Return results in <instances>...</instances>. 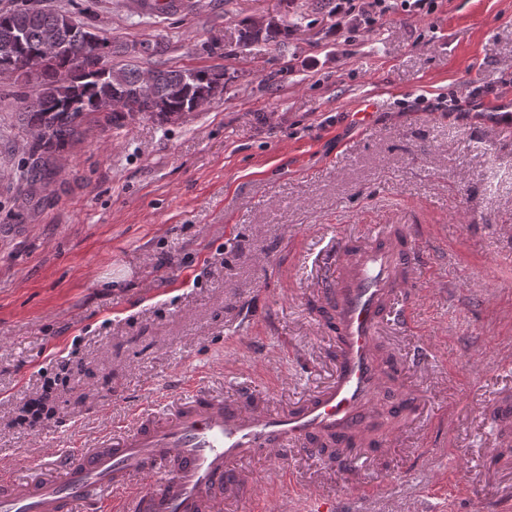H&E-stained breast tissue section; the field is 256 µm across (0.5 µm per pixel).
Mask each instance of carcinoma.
<instances>
[{
    "instance_id": "obj_1",
    "label": "carcinoma",
    "mask_w": 512,
    "mask_h": 512,
    "mask_svg": "<svg viewBox=\"0 0 512 512\" xmlns=\"http://www.w3.org/2000/svg\"><path fill=\"white\" fill-rule=\"evenodd\" d=\"M289 25L268 22L242 29L239 44L270 45L288 37ZM88 25L65 13L36 9L21 0L0 13V63L12 73L34 77L37 90L24 103V122L33 134L36 161L50 156L77 134L83 118L106 113L122 126L138 117L171 122L197 110L202 100L224 91V71L137 64L116 66L100 59ZM166 52L163 42L143 41L135 56L151 59Z\"/></svg>"
}]
</instances>
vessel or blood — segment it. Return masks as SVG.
I'll use <instances>...</instances> for the list:
<instances>
[{"mask_svg":"<svg viewBox=\"0 0 512 512\" xmlns=\"http://www.w3.org/2000/svg\"><path fill=\"white\" fill-rule=\"evenodd\" d=\"M320 296L332 316L336 337L331 382L273 413L251 393L227 401L201 382L183 383L167 405V418L151 407L96 437L92 446L63 448L53 455L55 481L32 480L21 487L0 475V512H224V491L233 482L228 465L263 455L281 459L291 449L336 445L354 466L357 451L348 437L362 434L379 412L386 392L398 421L417 406L399 396L400 378H387L379 348L381 329L393 322L410 330L405 298L425 268L414 242L374 225H358L353 237L323 264ZM488 423L495 441L488 456L512 446V392L498 397ZM305 512H345L335 499L309 488Z\"/></svg>","mask_w":512,"mask_h":512,"instance_id":"vessel-or-blood-1","label":"vessel or blood"}]
</instances>
